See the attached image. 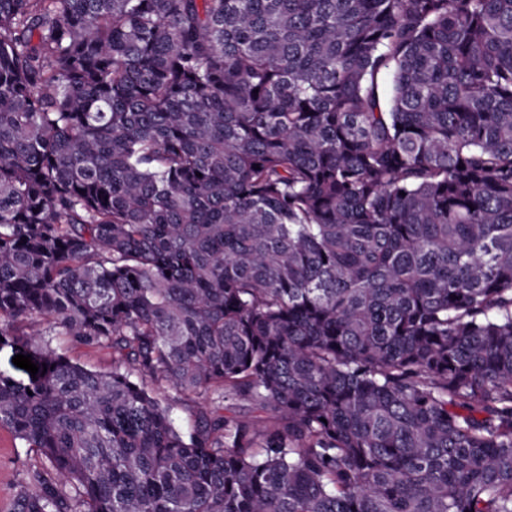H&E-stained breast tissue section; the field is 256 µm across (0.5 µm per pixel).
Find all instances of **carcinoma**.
Here are the masks:
<instances>
[{"instance_id": "obj_1", "label": "carcinoma", "mask_w": 512, "mask_h": 512, "mask_svg": "<svg viewBox=\"0 0 512 512\" xmlns=\"http://www.w3.org/2000/svg\"><path fill=\"white\" fill-rule=\"evenodd\" d=\"M0 337L13 512H512V0H0ZM34 328L39 334L34 337L39 341L50 343L58 353L64 354L90 370L112 371V349L83 345L73 336H69L60 328L55 327L48 319L37 318ZM204 400L200 397H180L171 393L167 401L170 407L171 416L179 426H186L192 418L193 412ZM37 462L38 457L31 448L7 427H0V512H13L16 490Z\"/></svg>"}]
</instances>
